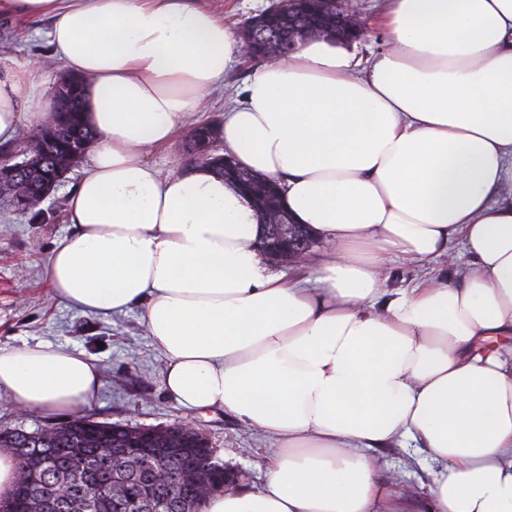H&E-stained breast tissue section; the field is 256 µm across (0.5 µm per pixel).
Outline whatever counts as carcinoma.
<instances>
[{
  "label": "carcinoma",
  "instance_id": "obj_1",
  "mask_svg": "<svg viewBox=\"0 0 512 512\" xmlns=\"http://www.w3.org/2000/svg\"><path fill=\"white\" fill-rule=\"evenodd\" d=\"M56 88L58 112L52 116L53 133L44 147H33L29 164L16 186L32 200L43 195L55 175L67 172L95 142L97 134L81 114L84 83L77 76ZM36 440L19 449L11 440L0 439V448L23 458L28 471L40 467L39 482L31 485L18 476L10 497L0 500V512H173L167 492L156 488L144 467L147 457L179 456L193 466L184 482L173 488L182 500L183 512H200L203 498L197 480L219 481L223 463L198 460L190 448H168L156 439L150 448H140L112 459L111 447H122L126 432L108 422L76 416L58 427L35 433Z\"/></svg>",
  "mask_w": 512,
  "mask_h": 512
}]
</instances>
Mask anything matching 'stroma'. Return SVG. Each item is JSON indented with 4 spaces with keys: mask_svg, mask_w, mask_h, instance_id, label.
<instances>
[{
    "mask_svg": "<svg viewBox=\"0 0 512 512\" xmlns=\"http://www.w3.org/2000/svg\"><path fill=\"white\" fill-rule=\"evenodd\" d=\"M365 24L357 54L370 60L384 45L376 22L385 0H357ZM51 19H0V52L18 61L49 58L46 33ZM84 171L76 166L37 210H17L0 194V345L39 342L68 345L93 355L103 386L88 408L92 418L120 425L156 427L187 418L209 437L218 456L249 472L245 486L262 483L264 465L275 442L218 410L189 411L162 387L163 358L140 323L138 311L101 317L65 306L51 296L45 268L52 251L72 226L66 195Z\"/></svg>",
    "mask_w": 512,
    "mask_h": 512,
    "instance_id": "obj_1",
    "label": "stroma"
}]
</instances>
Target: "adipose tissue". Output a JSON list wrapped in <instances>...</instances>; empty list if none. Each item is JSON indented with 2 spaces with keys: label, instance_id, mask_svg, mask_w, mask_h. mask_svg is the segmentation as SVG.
Segmentation results:
<instances>
[{
  "label": "adipose tissue",
  "instance_id": "obj_1",
  "mask_svg": "<svg viewBox=\"0 0 512 512\" xmlns=\"http://www.w3.org/2000/svg\"><path fill=\"white\" fill-rule=\"evenodd\" d=\"M0 15L52 18L98 133L46 266L53 298L138 310L169 395L277 443L260 488L202 512H512V0H387L369 64L314 35L225 97V152L278 181L324 245L293 281L257 249L245 197L148 159L223 89L241 53L223 17L189 0ZM44 83L38 60L0 55V145L46 123ZM394 257L416 263L411 287H386ZM101 386L86 352L0 347V397L24 409L79 414ZM396 447L428 463L422 495L383 475Z\"/></svg>",
  "mask_w": 512,
  "mask_h": 512
}]
</instances>
